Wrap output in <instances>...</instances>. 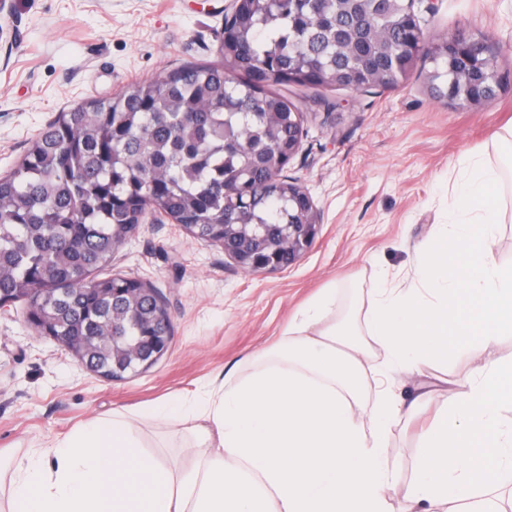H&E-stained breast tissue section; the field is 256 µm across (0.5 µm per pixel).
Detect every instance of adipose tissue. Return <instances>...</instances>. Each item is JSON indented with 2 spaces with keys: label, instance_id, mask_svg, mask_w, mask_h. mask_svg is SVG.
I'll list each match as a JSON object with an SVG mask.
<instances>
[{
  "label": "adipose tissue",
  "instance_id": "ef3b65f1",
  "mask_svg": "<svg viewBox=\"0 0 512 512\" xmlns=\"http://www.w3.org/2000/svg\"><path fill=\"white\" fill-rule=\"evenodd\" d=\"M500 179L467 160L450 226L423 249L411 287L377 289L332 323L336 292L325 291L200 409L179 403L171 419L194 437L193 467L166 466L116 412L56 441L52 460L17 459L11 512H506L512 423L499 411L512 407V361L486 360L454 382L406 481L385 456L400 417L393 397L382 394L376 430L355 415L367 341L388 369L419 370L512 334V266L485 244L499 222L490 192Z\"/></svg>",
  "mask_w": 512,
  "mask_h": 512
}]
</instances>
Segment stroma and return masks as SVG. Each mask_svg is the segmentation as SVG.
Returning a JSON list of instances; mask_svg holds the SVG:
<instances>
[{"mask_svg": "<svg viewBox=\"0 0 512 512\" xmlns=\"http://www.w3.org/2000/svg\"><path fill=\"white\" fill-rule=\"evenodd\" d=\"M232 0H7L0 14V174L59 112L114 96L186 64L220 63L224 16ZM427 39L464 31L501 48L507 83L490 102L462 108L431 97L421 68L394 88L355 92L288 85L303 114L296 157L283 174L322 214L313 246L289 266L247 272L220 244L192 237L166 217L145 215L112 255L109 276L155 288L172 318L167 353L143 372L109 380L86 369L26 321V305L0 313V454L51 448L56 437L115 408L138 420L148 452L186 469L190 436L142 411L181 394L202 398L245 357L276 343L295 312L320 290L336 291L341 319L374 288H407L419 248L448 223L462 164L479 156L506 166L497 138L512 123V0H434L421 11ZM501 224L487 245L512 265V185L494 189ZM483 361L464 349L448 362L389 375L396 401L427 403L388 429L386 458L398 479L412 473L420 439L444 407L449 382Z\"/></svg>", "mask_w": 512, "mask_h": 512, "instance_id": "obj_1", "label": "stroma"}]
</instances>
